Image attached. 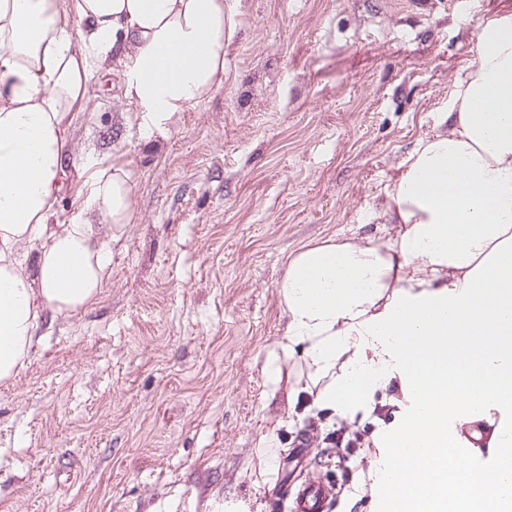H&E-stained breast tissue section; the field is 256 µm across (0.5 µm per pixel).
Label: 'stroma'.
Segmentation results:
<instances>
[{
    "label": "stroma",
    "mask_w": 512,
    "mask_h": 512,
    "mask_svg": "<svg viewBox=\"0 0 512 512\" xmlns=\"http://www.w3.org/2000/svg\"><path fill=\"white\" fill-rule=\"evenodd\" d=\"M224 79L160 131H140L107 56L73 152L131 176L135 219L84 310L45 313L0 383V512H291L274 501L294 442L309 476L353 481L331 512H379L360 486L379 426L313 408L308 368L268 379L292 250L392 224L386 185L440 130L475 26L512 0H230ZM358 436L354 448L333 431Z\"/></svg>",
    "instance_id": "stroma-1"
}]
</instances>
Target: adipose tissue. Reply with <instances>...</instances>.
<instances>
[{
    "instance_id": "1",
    "label": "adipose tissue",
    "mask_w": 512,
    "mask_h": 512,
    "mask_svg": "<svg viewBox=\"0 0 512 512\" xmlns=\"http://www.w3.org/2000/svg\"><path fill=\"white\" fill-rule=\"evenodd\" d=\"M228 0H0V381L38 338L41 313L98 296L113 233L134 219L124 167L81 165V203L54 223L71 128L98 64L120 51L122 95L145 129L224 78ZM475 60L449 94L446 130L385 189L397 225L289 254L271 382L302 354L318 406L352 417L399 380L401 416L374 482L386 512H512V12L479 22ZM488 420L490 464L464 463L463 425Z\"/></svg>"
}]
</instances>
